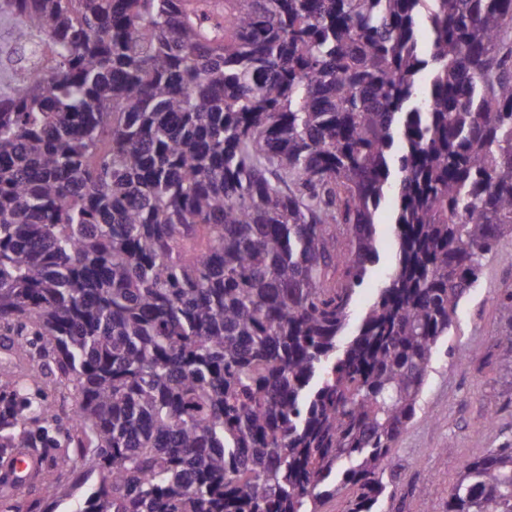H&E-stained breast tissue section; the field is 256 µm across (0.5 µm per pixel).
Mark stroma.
Returning a JSON list of instances; mask_svg holds the SVG:
<instances>
[{"label": "stroma", "mask_w": 512, "mask_h": 512, "mask_svg": "<svg viewBox=\"0 0 512 512\" xmlns=\"http://www.w3.org/2000/svg\"><path fill=\"white\" fill-rule=\"evenodd\" d=\"M395 199L376 213L380 259L366 288L351 307L348 332L362 316L395 267L397 241L392 217ZM512 291V239L501 241L486 259L477 288L461 302L448 336V350L437 353L420 396L416 419L388 456L395 493L382 512H441L453 483L466 464L488 449L512 444V396L496 364L502 346L497 336L496 302ZM494 426H487V418ZM428 488L429 498L418 494Z\"/></svg>", "instance_id": "obj_1"}]
</instances>
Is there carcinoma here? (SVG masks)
Listing matches in <instances>:
<instances>
[{"instance_id": "1", "label": "carcinoma", "mask_w": 512, "mask_h": 512, "mask_svg": "<svg viewBox=\"0 0 512 512\" xmlns=\"http://www.w3.org/2000/svg\"><path fill=\"white\" fill-rule=\"evenodd\" d=\"M0 448L66 427L67 512H374L432 358L512 238V0H0ZM430 40L421 47L418 20ZM398 201L396 266L358 332ZM512 376V291L497 299ZM75 395L71 416L30 385ZM442 512H512V445ZM15 22L14 17H2L0 15V96L7 95L10 91V83L3 70L10 66L7 57L12 51L10 36ZM397 201L393 198L387 199L382 203L376 213L377 238L380 259L372 268V272L367 281V287L359 291L351 307L348 326L343 337L347 338L352 332H355L361 324L362 316L370 303L375 298L378 288L387 281L390 273L395 267L397 241L393 233L392 217L397 210ZM11 336L0 335V373H25L30 370L27 360L15 357L10 348Z\"/></svg>"}]
</instances>
